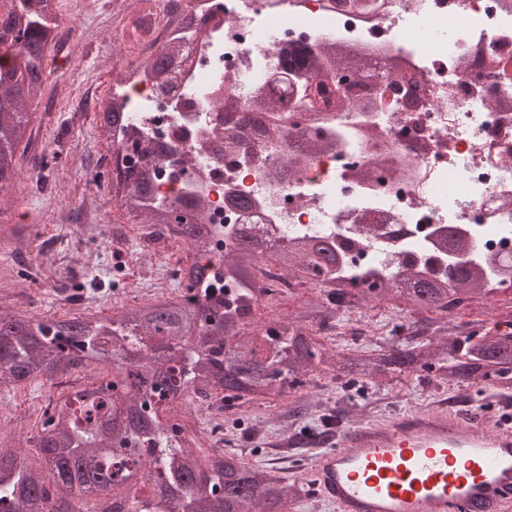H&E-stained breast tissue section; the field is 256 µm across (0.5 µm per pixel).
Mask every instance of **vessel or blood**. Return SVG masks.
Listing matches in <instances>:
<instances>
[{"instance_id": "b4317fda", "label": "vessel or blood", "mask_w": 512, "mask_h": 512, "mask_svg": "<svg viewBox=\"0 0 512 512\" xmlns=\"http://www.w3.org/2000/svg\"><path fill=\"white\" fill-rule=\"evenodd\" d=\"M315 488L336 512H512V424L412 409L336 434Z\"/></svg>"}]
</instances>
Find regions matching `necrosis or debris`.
Listing matches in <instances>:
<instances>
[{"label": "necrosis or debris", "mask_w": 512, "mask_h": 512, "mask_svg": "<svg viewBox=\"0 0 512 512\" xmlns=\"http://www.w3.org/2000/svg\"><path fill=\"white\" fill-rule=\"evenodd\" d=\"M199 33L173 86L137 79L119 95L126 125L112 147L163 149L152 169L157 194L192 206L203 199L218 237L208 256L223 285L224 248L241 225L255 237L310 227L354 242L348 266L376 268L408 241H436L453 227L499 267L494 298H512V0H384L366 14L349 0H184ZM443 36L424 39L429 24ZM324 52L355 45L379 65L397 63L417 109L393 111L318 100L311 112H264L275 138L259 137L223 157L203 151L228 134L224 99L278 92L294 101L304 77L285 73L277 48ZM316 152L282 174L289 137ZM252 201L249 212L234 201Z\"/></svg>", "instance_id": "obj_1"}]
</instances>
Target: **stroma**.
Here are the masks:
<instances>
[{"instance_id": "35a3bbf8", "label": "stroma", "mask_w": 512, "mask_h": 512, "mask_svg": "<svg viewBox=\"0 0 512 512\" xmlns=\"http://www.w3.org/2000/svg\"><path fill=\"white\" fill-rule=\"evenodd\" d=\"M119 0H95L88 15L75 18L59 10L69 28L67 47L49 50L46 81L39 99L40 125L32 133L44 144L35 156L32 144L19 149L18 177L9 193L0 223V308L20 309L35 317H70L84 311L115 314L140 299L161 265L177 268L185 246L170 243L163 252L146 247L132 217L112 203L108 188L89 184L88 171L108 154L109 140L98 108L111 89L112 71L137 46L124 36ZM99 282L91 292L87 281ZM421 312L391 300L362 309V345L384 340L393 319L409 323ZM59 388L46 381L0 387V442L35 435L50 400ZM455 403L458 411L487 409L481 384L457 390L423 383L404 374L380 384L346 388L321 376L312 389L303 422L307 439L289 449L281 476L295 479L308 473L324 441L319 438L320 415L334 412L340 423L385 419L421 405ZM249 438L238 446L250 461L266 466L283 454L281 442L295 431L291 418L272 415L266 405L246 406L240 417Z\"/></svg>"}]
</instances>
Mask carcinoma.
<instances>
[{
    "label": "carcinoma",
    "instance_id": "obj_1",
    "mask_svg": "<svg viewBox=\"0 0 512 512\" xmlns=\"http://www.w3.org/2000/svg\"><path fill=\"white\" fill-rule=\"evenodd\" d=\"M58 0H9L0 14V192L8 193L18 170L19 146L28 141L35 122L32 103L45 81V54L56 42ZM194 32L172 39L148 58L140 71L163 85L176 62L187 57ZM278 54L287 71L354 70L341 88L354 100L363 91L376 99L378 88L392 85V68L376 70L357 52L332 58L297 45ZM275 104L232 96L229 112L272 111ZM107 135L124 122L122 105L107 96L99 113ZM119 208L141 224L145 240L163 237L187 246L191 260L180 295L124 307L112 317L86 312L72 318H39L22 310L0 311V386L46 380L68 383L88 369L90 386L78 387L84 416L63 402L47 406L37 435L28 440L41 468L26 462V446L0 444V512H288V506L311 492L304 480L292 482L247 461L233 446L209 450L185 412L224 411L257 402L299 416L296 404L328 373L344 385L366 380L389 381L402 373L457 388L481 380L492 388L512 390V322L508 330L481 332L479 340L442 320L431 335L396 323L375 349L350 344L336 354L313 334L332 327L340 311L362 303L395 299L413 308L446 316L490 294L489 267L475 257L476 245L448 236L447 252H465L453 282L439 281L413 258L427 247L405 252L386 280L367 276L336 278V246L303 228L284 240L260 246L249 234L235 233L224 254V279L232 288H215L204 258L211 252L212 229L197 211L175 218V199L151 194L142 171L128 169L108 177ZM276 259L289 279L306 283L325 275L332 288L305 301L297 319H277L248 333L243 319L269 292L259 287L257 272L265 256Z\"/></svg>",
    "mask_w": 512,
    "mask_h": 512
}]
</instances>
